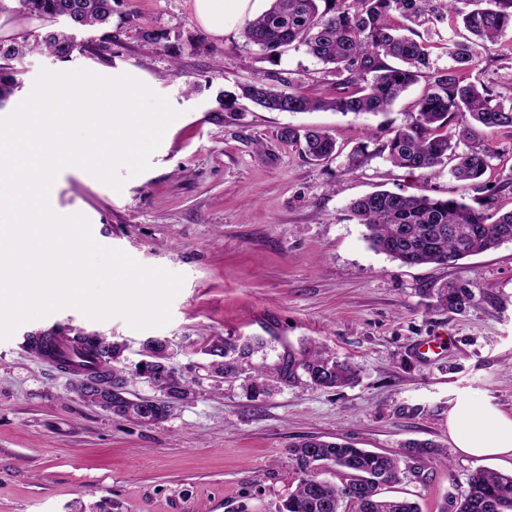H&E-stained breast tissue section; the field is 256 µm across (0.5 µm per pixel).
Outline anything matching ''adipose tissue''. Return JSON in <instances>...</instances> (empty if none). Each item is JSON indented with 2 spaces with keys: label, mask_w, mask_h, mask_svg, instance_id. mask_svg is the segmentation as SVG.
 Here are the masks:
<instances>
[{
  "label": "adipose tissue",
  "mask_w": 512,
  "mask_h": 512,
  "mask_svg": "<svg viewBox=\"0 0 512 512\" xmlns=\"http://www.w3.org/2000/svg\"><path fill=\"white\" fill-rule=\"evenodd\" d=\"M256 0H194L196 20L216 36L223 35L227 19L254 15ZM448 432L455 448L484 461L512 456V415L465 398L448 412Z\"/></svg>",
  "instance_id": "ef3b65f1"
}]
</instances>
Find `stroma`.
<instances>
[{"label": "stroma", "mask_w": 512, "mask_h": 512, "mask_svg": "<svg viewBox=\"0 0 512 512\" xmlns=\"http://www.w3.org/2000/svg\"><path fill=\"white\" fill-rule=\"evenodd\" d=\"M0 0V40L26 45L12 62L20 82L0 117L26 98L41 70L130 75L178 113L149 170L121 190L82 169L56 176L52 210L84 215L94 239L140 264L183 275L163 327L137 330L120 316L97 321L68 307L0 339V512H278L299 475L288 450L307 437L343 438L397 454L409 439L448 445L447 460L413 462L394 496L439 512L459 498L480 459L451 447L448 412L462 398L512 415V241L448 265L406 266L375 251L349 201L388 189L473 198L449 166L423 174L375 157L347 174L341 159L314 162L306 129L351 149L384 119L331 111L268 112L224 95L263 74L292 79L317 95L334 79L292 47L277 63L247 44L242 24L216 36L194 16L193 0H115L112 22L76 32L69 58L49 55L48 33L64 30ZM158 35L144 47L141 31ZM512 31L470 73L512 97ZM484 176L498 186L497 209H512V132L491 139ZM473 283L464 313L435 308L433 288ZM102 336L122 346V364L143 358L147 339L167 340L169 363L190 388L172 416L147 425L84 402L77 375L30 352L25 338ZM262 337L253 365L269 367L266 395L248 391L252 367L235 378L209 374L207 345ZM444 338L440 354L421 343ZM325 345L355 363L354 384L320 389L288 381L281 367L303 343Z\"/></svg>", "instance_id": "1"}]
</instances>
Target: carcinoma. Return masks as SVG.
Segmentation results:
<instances>
[{"mask_svg": "<svg viewBox=\"0 0 512 512\" xmlns=\"http://www.w3.org/2000/svg\"><path fill=\"white\" fill-rule=\"evenodd\" d=\"M20 7L40 17L62 18L73 30L106 24L112 19L113 0H18ZM447 27L454 33L445 46L451 63L427 75L417 112L411 121L386 123L378 135L357 143L346 156L343 170L352 173L370 157L379 156L409 171L430 172L448 162L452 175L473 191L484 194L478 206L463 198L432 197L379 190L352 199L348 211L367 229L371 247L404 265L455 263L467 256L512 241V210L492 211L496 188L481 181L493 158L489 137L512 129V97L493 85L468 81L480 57L509 29L512 0H270L261 15L247 21L245 40L271 62L292 45L321 63L336 77V95L313 96L288 82L280 89L258 77L238 86L239 94L225 95L232 108L238 98L271 112L301 113L332 110L347 114H386L402 93L429 67L433 36ZM46 49L59 58L69 57L76 41L69 34H51ZM305 154L314 161L339 156L334 138L321 129L305 135ZM435 307L465 312L475 299L468 284H446L436 289ZM54 337L30 335L26 346L45 354ZM151 360L135 370L166 400L135 401L127 397L128 376L118 366L121 347L108 353L91 336H74L70 350L91 364L87 378L105 385L93 393L83 387L73 392L83 401L112 403L119 414L134 405L145 408L147 424L165 420L171 403L187 394V386L169 366L168 343L150 339ZM264 348L263 341L237 344L229 339L209 346L214 357L211 372L231 377L242 371L245 360ZM288 380L306 381L319 388H337L354 382L358 369L339 360L327 348L311 344L288 355ZM401 457L355 448L346 442L308 438L289 449L300 479L278 512H421L417 502L383 497L381 490L401 480L408 461L439 455L443 446L431 440H409ZM331 466L338 483L319 477ZM512 512V473L478 469L468 479V490L440 512Z\"/></svg>", "mask_w": 512, "mask_h": 512, "instance_id": "obj_1", "label": "carcinoma"}]
</instances>
